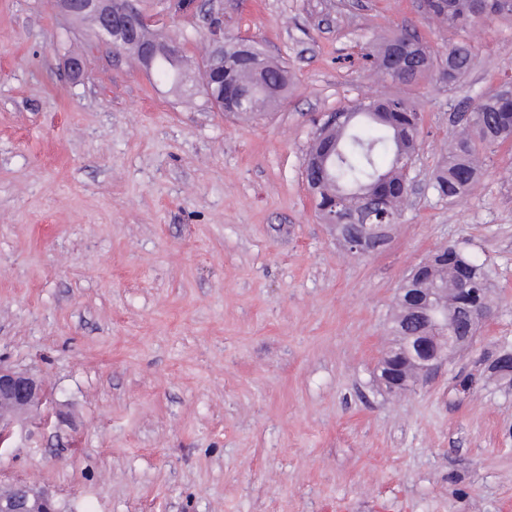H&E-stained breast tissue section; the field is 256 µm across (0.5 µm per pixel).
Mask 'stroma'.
Returning <instances> with one entry per match:
<instances>
[{"label": "stroma", "instance_id": "35a3bbf8", "mask_svg": "<svg viewBox=\"0 0 512 512\" xmlns=\"http://www.w3.org/2000/svg\"><path fill=\"white\" fill-rule=\"evenodd\" d=\"M205 43L204 14L286 62L287 99L243 123L182 104L53 0H0V358L65 424L19 430L0 480L62 512H507L512 142L458 203L431 175L456 106L512 84V23L466 33L419 0H140ZM395 28L469 74L388 92L423 113L417 192L390 244L349 254L303 177L316 120L379 91L363 48ZM80 56L79 80L67 60ZM483 262L495 318L407 396L379 385L395 292L436 247ZM471 378L470 390L458 382Z\"/></svg>", "mask_w": 512, "mask_h": 512}]
</instances>
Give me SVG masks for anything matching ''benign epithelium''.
<instances>
[{
    "mask_svg": "<svg viewBox=\"0 0 512 512\" xmlns=\"http://www.w3.org/2000/svg\"><path fill=\"white\" fill-rule=\"evenodd\" d=\"M137 2L55 0V6L60 13L71 18L92 17L95 32L99 36L108 39L118 50L135 47L145 70L150 71L159 56L176 55L180 47L171 44L162 46L157 42L138 39L140 32L160 26L162 19L143 12ZM207 29V45L201 59L212 63L218 57L217 50L224 46V20L220 12L210 11ZM444 293L446 290L443 288H433L431 295L423 300L415 291L398 289V302L407 307H423L428 321L426 328L419 333L401 337V341L382 358L378 366V380L390 393L402 396L413 390L414 384L406 378L408 365H416L419 376L427 378L450 356L472 342V336H461L456 332V311H448L443 300ZM485 293L484 288L455 289L458 304L466 309L469 317L479 321L492 314V310L480 304V298ZM49 398L43 379L0 361V449L11 447L15 424L32 411L48 404ZM0 512H59V508L51 490L19 482L0 495Z\"/></svg>",
    "mask_w": 512,
    "mask_h": 512,
    "instance_id": "benign-epithelium-1",
    "label": "benign epithelium"
}]
</instances>
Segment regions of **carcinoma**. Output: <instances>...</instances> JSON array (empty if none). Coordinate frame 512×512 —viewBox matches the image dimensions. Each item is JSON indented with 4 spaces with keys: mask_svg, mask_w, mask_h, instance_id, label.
<instances>
[{
    "mask_svg": "<svg viewBox=\"0 0 512 512\" xmlns=\"http://www.w3.org/2000/svg\"><path fill=\"white\" fill-rule=\"evenodd\" d=\"M425 13L454 31H465L480 22H512V0H423ZM399 46L409 64L389 68L391 48ZM372 60L377 76L384 82L411 86L438 72L456 83L470 70L472 52L465 44L448 49L440 68H435L432 52L417 36L397 29L370 42L363 54ZM204 85L205 103L216 108L213 96V66L197 63ZM192 76L186 54L167 56L157 65L162 81ZM288 68L262 53L261 47L247 49L236 40L224 46V116L252 121L269 114L288 94ZM422 115L414 104L399 95L378 94L357 100L326 118L308 155L328 160L327 166L308 167L307 181L315 184L316 207L324 217L341 225L345 242L365 237L370 225L359 221L355 211L372 209L386 214V223L398 224L406 194L402 191L403 166L417 155ZM512 141V96L484 98L467 118L460 119L448 133V155L432 175L431 186L437 197L450 204L462 199L482 172L479 149ZM469 268V287L485 288L483 267L462 250L450 246L448 252L433 253L420 274L408 282L410 288H458V268ZM403 320L395 332H416L424 327L423 315L397 309Z\"/></svg>",
    "mask_w": 512,
    "mask_h": 512,
    "instance_id": "cac0c4a2",
    "label": "carcinoma"
}]
</instances>
